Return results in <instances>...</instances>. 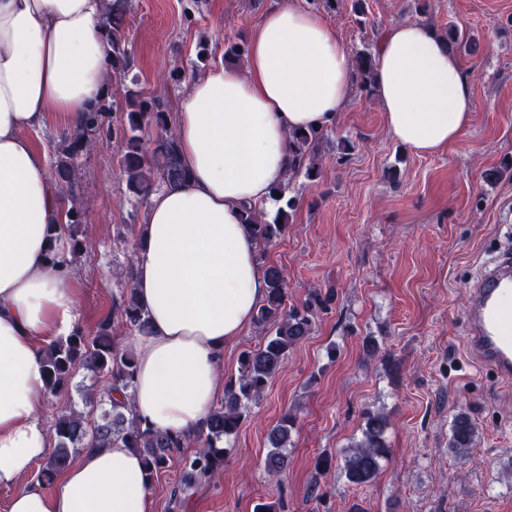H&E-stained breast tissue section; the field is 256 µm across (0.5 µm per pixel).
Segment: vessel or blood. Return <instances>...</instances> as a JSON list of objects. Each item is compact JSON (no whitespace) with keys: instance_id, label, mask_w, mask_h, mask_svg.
<instances>
[{"instance_id":"1","label":"vessel or blood","mask_w":512,"mask_h":512,"mask_svg":"<svg viewBox=\"0 0 512 512\" xmlns=\"http://www.w3.org/2000/svg\"><path fill=\"white\" fill-rule=\"evenodd\" d=\"M467 351L499 380L512 381V250L485 265L467 288Z\"/></svg>"}]
</instances>
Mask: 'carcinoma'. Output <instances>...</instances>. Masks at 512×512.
<instances>
[{
	"instance_id": "1",
	"label": "carcinoma",
	"mask_w": 512,
	"mask_h": 512,
	"mask_svg": "<svg viewBox=\"0 0 512 512\" xmlns=\"http://www.w3.org/2000/svg\"><path fill=\"white\" fill-rule=\"evenodd\" d=\"M351 2V10L361 27H366L364 0H312L326 11L336 12ZM130 0H112L111 7L102 19V26L109 36L110 69L116 78H122L131 69V47L119 19L129 7ZM371 36L361 41V47L352 49L354 83L357 90L371 97L375 92L376 54L380 30L370 27ZM455 52L473 53L478 43L475 38L460 32L455 25L439 34ZM117 112L115 101H101L75 125L55 149L56 170L61 179L72 183L73 161L94 142L116 138L121 142L118 166L127 180L129 192L147 196L156 184L174 187L186 176L181 165L179 145L168 127V108L161 96L146 97L128 89L124 108L115 121L111 113ZM152 127L156 136L148 144L142 139L145 128ZM329 142V128H307L288 133L291 152L288 171L284 179L271 188L275 202L274 214L249 206L241 216L249 226L257 244L263 248L275 243L288 228L296 209V197L288 195L293 181L302 177L315 181L321 175V148ZM62 230L70 239V250L52 260L72 266L88 252V242L83 236V211L76 202L64 210ZM135 267H130L122 299L112 304L113 314L130 331L144 333L148 320L138 307L134 288ZM268 283L267 293L260 302L255 324L265 335L263 344L245 350L239 357L238 376L224 385V400L212 409L205 426L188 440L167 432L143 429L132 414L131 395L118 400L113 393L130 387L135 368L133 355L121 349L112 336L110 321H103L97 333L87 335L77 327L66 338L53 342L44 353L46 394L61 391L77 371L83 369L103 381L102 386L88 389L82 395L83 404L101 409L99 419L89 426L83 413L68 412L58 415L53 424L54 445L39 474V480L50 481L71 460L80 448L110 447L121 444L135 449L153 478L165 468L172 454L189 443L198 445L195 455L182 460L179 491L193 489L200 478L223 471L227 448L224 444L236 435L251 406L261 400L272 378L288 359V353L301 340L309 336L316 325L318 314L328 308L329 296L314 291L305 303L288 306V288L283 270L276 265L263 269ZM294 417L285 413L267 436L269 450L264 459V469L271 477H278L288 467V443L294 428ZM386 421L383 415L368 412L362 438L344 453L343 473L351 485L363 487L378 474L380 461L388 448L384 438ZM449 441L456 456H467L476 442L475 425L465 413L457 414L451 426Z\"/></svg>"
}]
</instances>
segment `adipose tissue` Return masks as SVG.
<instances>
[{
    "label": "adipose tissue",
    "instance_id": "ef3b65f1",
    "mask_svg": "<svg viewBox=\"0 0 512 512\" xmlns=\"http://www.w3.org/2000/svg\"><path fill=\"white\" fill-rule=\"evenodd\" d=\"M108 0H0V489L7 512H156L140 456L86 448L45 490L32 473L50 452L39 413L44 348L77 324L68 268L51 263L63 204L29 138L47 113L77 121L108 92ZM353 84L348 53L314 12L268 8L244 69L211 66L177 103L186 177L154 192L138 229L144 334L130 393L141 427L189 437L224 385V352L250 328L267 282L245 207L272 210L288 169L287 133L334 124ZM375 97L397 142L445 151L474 112L459 59L423 23L383 27Z\"/></svg>",
    "mask_w": 512,
    "mask_h": 512
}]
</instances>
